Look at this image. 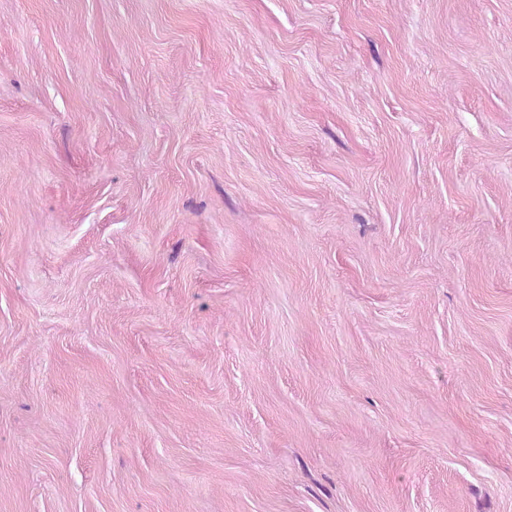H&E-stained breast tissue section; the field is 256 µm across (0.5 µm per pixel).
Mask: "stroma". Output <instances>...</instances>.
I'll use <instances>...</instances> for the list:
<instances>
[{
  "instance_id": "35a3bbf8",
  "label": "stroma",
  "mask_w": 512,
  "mask_h": 512,
  "mask_svg": "<svg viewBox=\"0 0 512 512\" xmlns=\"http://www.w3.org/2000/svg\"><path fill=\"white\" fill-rule=\"evenodd\" d=\"M0 512H512V0H0Z\"/></svg>"
}]
</instances>
